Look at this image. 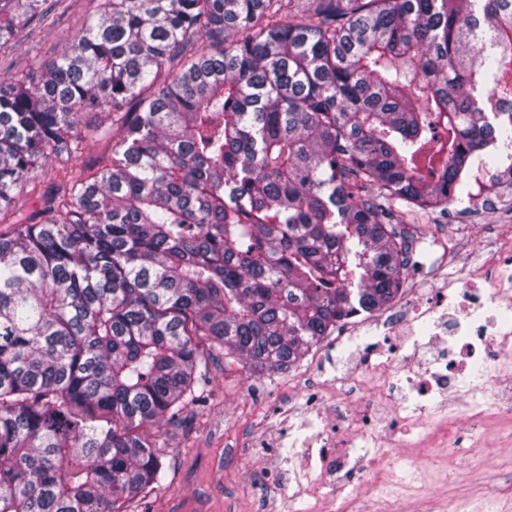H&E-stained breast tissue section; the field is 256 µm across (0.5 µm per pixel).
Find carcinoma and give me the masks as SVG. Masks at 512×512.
Segmentation results:
<instances>
[{
    "label": "carcinoma",
    "instance_id": "carcinoma-1",
    "mask_svg": "<svg viewBox=\"0 0 512 512\" xmlns=\"http://www.w3.org/2000/svg\"><path fill=\"white\" fill-rule=\"evenodd\" d=\"M41 0H0V49ZM107 114L109 163L17 199ZM512 147V0H104L0 81V512H128L199 342L286 371Z\"/></svg>",
    "mask_w": 512,
    "mask_h": 512
}]
</instances>
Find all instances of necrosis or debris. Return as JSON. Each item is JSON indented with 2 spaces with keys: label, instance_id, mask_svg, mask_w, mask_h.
<instances>
[{
  "label": "necrosis or debris",
  "instance_id": "4bbe7bcc",
  "mask_svg": "<svg viewBox=\"0 0 512 512\" xmlns=\"http://www.w3.org/2000/svg\"><path fill=\"white\" fill-rule=\"evenodd\" d=\"M358 331L363 334L360 368L379 374V393L390 405L389 420L378 423L362 405L347 412V398L330 404L318 390H306L304 418L285 425L273 441L258 447L261 454L275 458L269 477L281 482L288 496L319 501L325 490L343 489V476L357 451L347 436L349 421L378 444L372 465L379 480L388 479L396 435L421 427L442 399L463 400L466 420L479 428L488 418V398L502 397L500 428L506 433L505 445H512V377L496 369L498 362L512 356V249L454 288L435 289L423 300L401 295L378 319L362 313L349 316L336 325L337 347H344ZM424 348L431 355L425 364L418 360Z\"/></svg>",
  "mask_w": 512,
  "mask_h": 512
}]
</instances>
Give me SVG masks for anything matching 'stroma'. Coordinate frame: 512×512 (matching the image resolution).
<instances>
[{
    "instance_id": "35a3bbf8",
    "label": "stroma",
    "mask_w": 512,
    "mask_h": 512,
    "mask_svg": "<svg viewBox=\"0 0 512 512\" xmlns=\"http://www.w3.org/2000/svg\"><path fill=\"white\" fill-rule=\"evenodd\" d=\"M102 2L44 0L42 13L16 28L9 48L0 51V80L39 75L62 53L67 39L97 15ZM111 142L108 136L86 142L77 162L53 159L20 197L23 210H37L50 184L86 176L87 165H106ZM392 214L394 224L409 226L410 242L424 257L422 266L409 267L405 275L409 287L422 296L452 286L469 269L486 264L500 242L512 237V202L489 208L461 201L442 212L418 214L397 205ZM319 347L328 353L324 362L307 355L287 371L256 376L243 362L224 361L200 343L198 370L205 383L177 419L160 425L163 478L135 512H265L271 503L283 502L280 486L267 478L273 462L259 456L254 443L272 435L283 406L302 411L307 388H322L358 357L354 344L336 352L326 338ZM395 456L401 467L417 457L430 473L424 494L411 495L399 479L371 487L365 461L354 478L363 495L337 504L335 512H391L398 503L409 504L411 512H434L440 502L445 512H512V447H500L492 433H485L467 457L439 443L399 448Z\"/></svg>"
}]
</instances>
